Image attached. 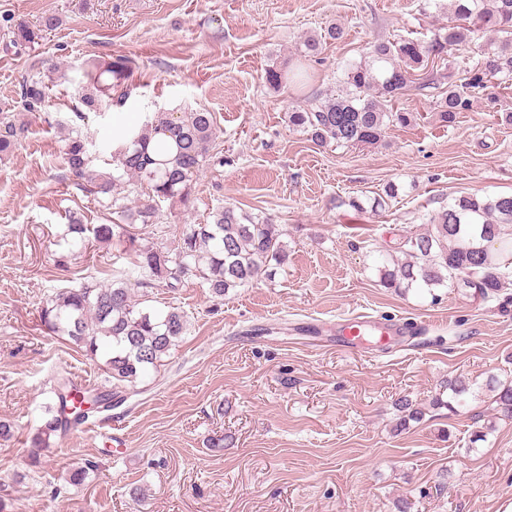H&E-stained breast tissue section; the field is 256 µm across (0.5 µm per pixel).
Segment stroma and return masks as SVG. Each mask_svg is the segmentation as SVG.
<instances>
[{
	"mask_svg": "<svg viewBox=\"0 0 512 512\" xmlns=\"http://www.w3.org/2000/svg\"><path fill=\"white\" fill-rule=\"evenodd\" d=\"M448 0H0V17L60 26L31 48L0 27V109L26 79L48 80L51 106L0 158V501L5 512H512V419L492 415L490 376L512 380V288L486 299L467 289L398 293L380 282L384 253L424 232L427 214L460 196L512 193V90L476 95L455 124L437 116L440 92L411 89L394 105L415 113L359 147L316 146L287 111L338 94L344 68L371 43L433 39ZM343 24L345 40L307 62L306 84L273 90L272 66H294L304 36ZM127 56L135 68L123 107L82 127L109 158L112 132L152 112L206 109L215 117L218 165L194 178L187 205L162 207L152 228L168 247L220 206L272 218L288 259L271 278L212 298L199 284L153 289L154 309L181 308L188 335L112 412L111 438L81 432L54 441L30 466V438L53 401L56 375L104 385L102 359L41 326L48 296L79 278L127 266L125 244L81 249L61 238L67 210L102 221L93 198L62 166L63 133L85 61ZM399 195L360 213L387 184ZM365 312L420 325L366 351L345 350L335 330L312 336L305 320ZM469 378L467 407L441 408L403 432L395 402L428 403L443 381ZM487 438L472 442L474 432ZM232 436L219 447L217 439ZM94 461L75 485L70 474Z\"/></svg>",
	"mask_w": 512,
	"mask_h": 512,
	"instance_id": "1",
	"label": "stroma"
}]
</instances>
